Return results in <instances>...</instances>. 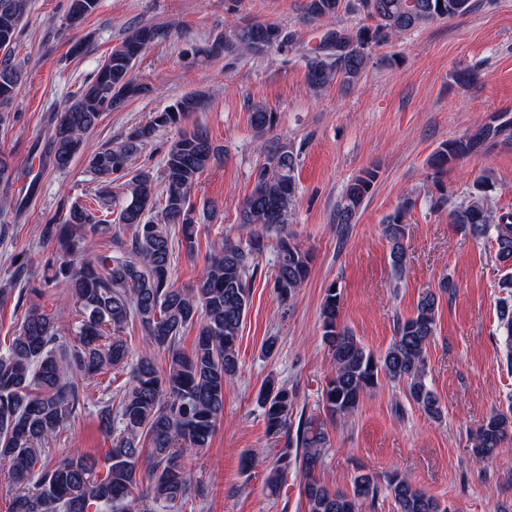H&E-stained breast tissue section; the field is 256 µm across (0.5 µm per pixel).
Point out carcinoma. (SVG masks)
I'll return each mask as SVG.
<instances>
[{
  "label": "carcinoma",
  "instance_id": "carcinoma-1",
  "mask_svg": "<svg viewBox=\"0 0 512 512\" xmlns=\"http://www.w3.org/2000/svg\"><path fill=\"white\" fill-rule=\"evenodd\" d=\"M99 0H70L69 14L83 18L95 12ZM29 0H0V123L5 108L22 80L14 63L15 42ZM474 0H305L302 20L325 27L318 44L304 55L308 87L320 92L338 81L346 89L356 84L373 50L400 35L434 21L464 16ZM354 14L360 23H336L340 13ZM169 30L152 25L131 28L122 43L99 64L54 119L49 157L57 170L67 169L83 148L85 137L103 114L148 91L137 83L133 68L151 45L166 39ZM290 40L276 23L235 26L192 55L205 59L224 56L261 58ZM205 106L197 94L180 97L125 138L88 158L104 190L97 208L72 204L59 222L43 225L42 237L57 244L48 259L52 285L65 282L64 301L75 305L79 320L76 342L63 340L58 315L32 304L24 311L8 346L0 349V461L9 465L12 496L7 512H132L133 492L164 507L180 503L199 487L187 457L210 447L217 423L224 416V388L240 371L239 337L250 302V281L258 260L275 251L274 288L281 302L293 299L310 272L311 253L288 232L298 198L300 154L282 147L267 151L253 172V188L239 210L245 239L224 241L214 253L201 280L191 288L171 282L173 238L192 251L197 224L191 216V191L219 157V148L201 129L182 131L169 145L163 167L132 169V158L162 128L181 126ZM250 125L258 137L274 131L277 113L263 102L249 105ZM507 128L484 124L459 139L441 143L429 158L435 175L464 158L483 152ZM15 172L12 156L0 151V182L9 185ZM377 171L366 169L346 187L336 220L349 224L371 191ZM123 180L125 204L111 220L112 182ZM492 183L476 180L458 196L439 189L434 205H451L453 223L475 239L497 247L496 258L512 268V211L493 212L488 206ZM413 207L406 199L389 216L383 233L390 244L395 271L406 264L403 245L405 216ZM114 232H127L129 248L122 254L105 252L83 260L94 241ZM436 292L422 293L413 316L397 323L394 340L385 353L367 349L340 321V293L327 288L321 305L322 338L330 354L332 374L322 392L324 418L291 417L296 391L284 382L267 379L257 394L266 433L285 438L267 469L265 486L276 495L291 467L304 478L307 512H361L386 491L396 512H448L435 497L418 489L405 475L383 476L362 471L351 478L348 491L332 490L317 472L328 443L326 426L344 421L359 408L364 396L384 378L404 386L408 398L430 419L442 418V405L427 382V349L436 331ZM136 320L148 353L128 362L130 350L120 332ZM499 333L512 359V301L499 306ZM198 325L191 353L179 348L183 331ZM167 355L160 372L153 353ZM129 369L117 405L97 413L100 431L111 442L106 471L96 456L78 454L50 466L42 462L45 444L56 440L89 399L87 384L66 379L69 373L90 379L108 369ZM512 432V409L496 412L480 426L474 453L492 458Z\"/></svg>",
  "mask_w": 512,
  "mask_h": 512
}]
</instances>
